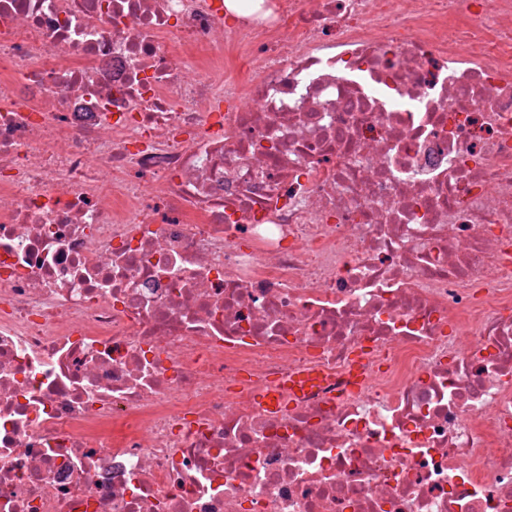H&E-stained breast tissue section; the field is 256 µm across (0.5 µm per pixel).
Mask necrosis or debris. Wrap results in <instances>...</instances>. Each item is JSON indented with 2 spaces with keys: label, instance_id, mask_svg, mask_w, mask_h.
I'll return each instance as SVG.
<instances>
[{
  "label": "necrosis or debris",
  "instance_id": "1",
  "mask_svg": "<svg viewBox=\"0 0 512 512\" xmlns=\"http://www.w3.org/2000/svg\"><path fill=\"white\" fill-rule=\"evenodd\" d=\"M246 2L0 0V512H512V0Z\"/></svg>",
  "mask_w": 512,
  "mask_h": 512
}]
</instances>
